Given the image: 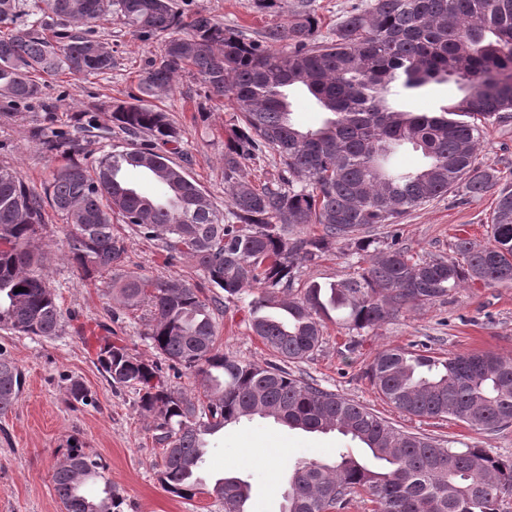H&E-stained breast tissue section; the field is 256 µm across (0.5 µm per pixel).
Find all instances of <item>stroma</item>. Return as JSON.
I'll use <instances>...</instances> for the list:
<instances>
[{
  "label": "stroma",
  "mask_w": 512,
  "mask_h": 512,
  "mask_svg": "<svg viewBox=\"0 0 512 512\" xmlns=\"http://www.w3.org/2000/svg\"><path fill=\"white\" fill-rule=\"evenodd\" d=\"M298 2L278 0L271 16L259 12L254 0H176L183 16L205 10L251 36L271 21H287ZM95 35L112 50L116 65L110 74L48 78L41 103L22 108L10 120L0 118V164L19 169L35 189H42L50 171L65 156L42 152L31 137L32 126L47 117L54 126L68 129L80 159L91 160L110 151L112 140L81 130L82 113L99 107L98 118L103 121L106 107L137 95L138 81L159 55L162 43L158 37L139 38L116 19L98 24ZM159 105L183 132L176 162L218 209H226L230 186L224 180V142L236 117L234 110L209 101L203 86L188 76L178 79ZM479 159L483 166L512 180V125L486 130ZM493 209V197L468 201L453 192L422 206L395 230L403 247L419 257L447 254L458 236L481 248L489 242ZM114 228L128 245V271L202 283L203 276L192 260L166 262L153 242L135 235L128 225L118 222ZM64 242V222L50 215L39 244L49 284L64 316L60 335L39 338L0 331V350L14 359L24 375L17 402L0 416V512H63L52 474L75 437L101 458L105 476L119 494L117 512H224L222 501L215 496L184 500L159 486L153 466L161 459V447L154 440L152 419L140 412L133 389L112 387L96 357L99 339L107 333L143 359L157 360V353L142 338L148 311L114 312L108 297L112 273L85 277L68 261ZM250 300L249 294H242L216 313V344L239 358L262 363L268 355L249 329ZM418 343L440 355L492 351L512 357V285L477 283L457 289L435 305L400 314L355 345L345 331L329 325L320 350L292 369L370 408L396 427L512 458V427L478 431L453 419L407 416L381 398L366 377L377 352ZM74 381L94 394L97 407L74 408L67 403L66 389ZM340 449L360 451L358 445L334 432L291 430L257 418L211 437L203 476L210 485L226 474L240 476L252 486L251 512H280L289 465L325 461Z\"/></svg>",
  "instance_id": "stroma-1"
}]
</instances>
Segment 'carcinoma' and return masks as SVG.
Here are the masks:
<instances>
[{
	"label": "carcinoma",
	"mask_w": 512,
	"mask_h": 512,
	"mask_svg": "<svg viewBox=\"0 0 512 512\" xmlns=\"http://www.w3.org/2000/svg\"><path fill=\"white\" fill-rule=\"evenodd\" d=\"M34 8L25 21L24 0H0V98L13 104L40 100L46 76L111 71L112 49L93 36V26L111 16L141 38L164 40L139 80L140 96L108 109L129 144L90 167L67 159L40 193L17 169L0 166V330L58 335L61 308L37 238L50 209L68 227L72 263L87 276L117 273L113 300L129 311L149 307L144 338L172 366L201 377V391L191 396L128 346L105 338L99 347L110 382L135 389L140 410L153 419L162 445L156 477L165 492L185 500L211 492L224 512H249L247 480L225 476L208 490L201 473L207 437L258 417L335 431L370 455L295 463L280 512H344L363 493L372 512H502L512 495V458L401 430L288 365L319 350L331 320L361 336L455 288L512 283V182L478 161L485 129L512 122V0H368L326 35L312 0H300L288 21L255 37L206 11L186 21L174 0H34ZM183 74L200 80L208 99L240 112L224 142L232 195L225 212L173 161L182 131L152 104ZM448 81L459 97L428 112L412 106L426 87ZM291 89L306 91L325 114L319 127L293 121ZM31 137L47 154L63 143L44 124ZM265 148L278 155L283 176L258 188L239 172ZM410 148L424 162L408 170L395 159ZM133 170L161 191L140 188L128 177ZM454 190L471 200L495 197L488 245L457 237L448 255L422 259L396 234H372ZM115 219L155 242L166 259H192L224 297L182 279L126 272L128 247L112 231ZM302 224L321 232L305 234ZM336 247L368 258L367 266L336 283L299 279L300 265ZM245 290L252 295L249 328L271 356L263 365L215 345V312ZM367 375L407 415L453 418L484 431L512 425L511 356L387 347ZM22 387L23 373L0 349V415ZM67 401L96 404L79 382L67 387ZM103 469L82 442L69 445L53 473L64 512H114L110 482L97 499L82 493Z\"/></svg>",
	"instance_id": "cac0c4a2"
}]
</instances>
